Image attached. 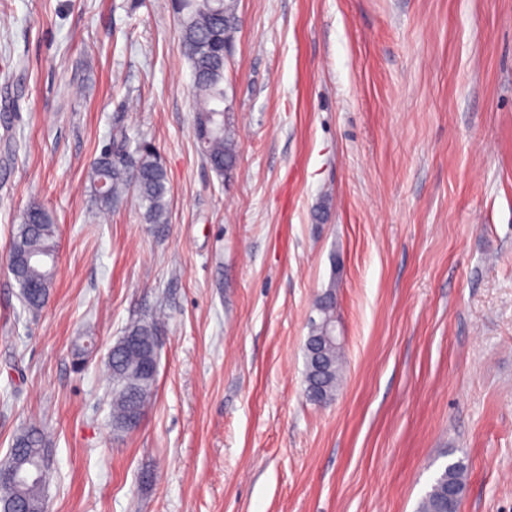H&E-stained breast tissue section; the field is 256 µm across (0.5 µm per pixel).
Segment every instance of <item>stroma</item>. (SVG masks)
Masks as SVG:
<instances>
[{
    "label": "stroma",
    "mask_w": 512,
    "mask_h": 512,
    "mask_svg": "<svg viewBox=\"0 0 512 512\" xmlns=\"http://www.w3.org/2000/svg\"><path fill=\"white\" fill-rule=\"evenodd\" d=\"M2 15L0 460L43 428L50 512H415L458 458L462 512H512V0H239L226 177L171 0ZM117 127L155 144L168 224L96 206ZM32 205L62 230L35 316L8 270ZM332 281L347 368L316 406L303 346ZM156 310V394L117 435L106 356Z\"/></svg>",
    "instance_id": "stroma-1"
}]
</instances>
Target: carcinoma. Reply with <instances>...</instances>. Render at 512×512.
Returning a JSON list of instances; mask_svg holds the SVG:
<instances>
[{
    "instance_id": "cac0c4a2",
    "label": "carcinoma",
    "mask_w": 512,
    "mask_h": 512,
    "mask_svg": "<svg viewBox=\"0 0 512 512\" xmlns=\"http://www.w3.org/2000/svg\"><path fill=\"white\" fill-rule=\"evenodd\" d=\"M180 16V40L192 71L195 135L209 166L219 176L230 174L237 163L236 134L224 118V51L239 29L238 0H176ZM89 180L95 200L108 210L133 192L147 224L168 223L170 190L167 170L156 149L146 142H132L128 130L112 133V152H104L89 164ZM59 227L40 206L27 209L12 238L9 269L25 308L39 312L46 304L55 278L56 262L44 265L35 258H55ZM336 281L317 298L315 315L309 319L304 344V395L308 402L324 406L335 400L342 372V347L325 337L334 334ZM161 334L157 316L130 322L123 335L135 343L116 341L110 348L106 367L112 379L110 403L112 427L118 434L131 431V412L143 417L157 387L158 372L146 370L156 359L155 346ZM48 439L43 429L31 424L13 439L7 467L28 459L38 474L18 486L0 481V512H15L16 500L25 499L28 512H48L45 487L49 479ZM468 465L460 458L435 478L420 499L417 512H459Z\"/></svg>"
}]
</instances>
